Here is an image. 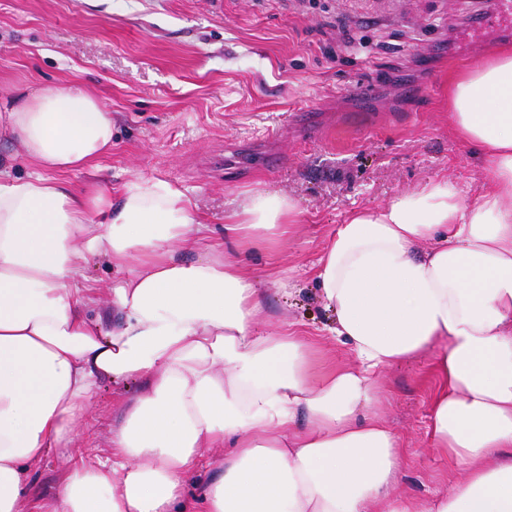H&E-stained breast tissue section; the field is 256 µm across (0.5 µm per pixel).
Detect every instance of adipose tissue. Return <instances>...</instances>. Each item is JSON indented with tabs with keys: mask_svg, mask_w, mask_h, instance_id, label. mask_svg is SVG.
<instances>
[{
	"mask_svg": "<svg viewBox=\"0 0 512 512\" xmlns=\"http://www.w3.org/2000/svg\"><path fill=\"white\" fill-rule=\"evenodd\" d=\"M448 110L486 185L469 201L436 181L337 227L314 277L356 362L321 367L300 333L257 331L263 290L238 259L287 234L292 198L253 194L188 261L178 247L210 227L172 183L137 177L113 198L63 183L112 151L94 93L0 103V138L36 169L0 165V512H189L186 481L212 448L201 512H512V48L457 73ZM96 258L126 272L109 325L84 274ZM425 353L432 446L460 478L402 499L378 375ZM104 380L139 386L111 458H72L35 501L31 471L80 433Z\"/></svg>",
	"mask_w": 512,
	"mask_h": 512,
	"instance_id": "adipose-tissue-1",
	"label": "adipose tissue"
}]
</instances>
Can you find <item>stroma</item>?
I'll list each match as a JSON object with an SVG mask.
<instances>
[{
    "mask_svg": "<svg viewBox=\"0 0 512 512\" xmlns=\"http://www.w3.org/2000/svg\"><path fill=\"white\" fill-rule=\"evenodd\" d=\"M469 0H0V100L80 83L112 111V153L65 182L103 190L161 178L198 206L212 240L257 192L298 205L287 236L244 269L267 289L259 329H292L339 364L313 266L332 229L433 181L465 197L480 156L451 131L448 78L482 57L464 26ZM307 119H299L300 108ZM378 402L408 454L394 495L447 491L458 477L428 435L433 360L381 371ZM124 385L102 381L81 433L31 477L45 498L73 456L110 455Z\"/></svg>",
    "mask_w": 512,
    "mask_h": 512,
    "instance_id": "1",
    "label": "stroma"
}]
</instances>
